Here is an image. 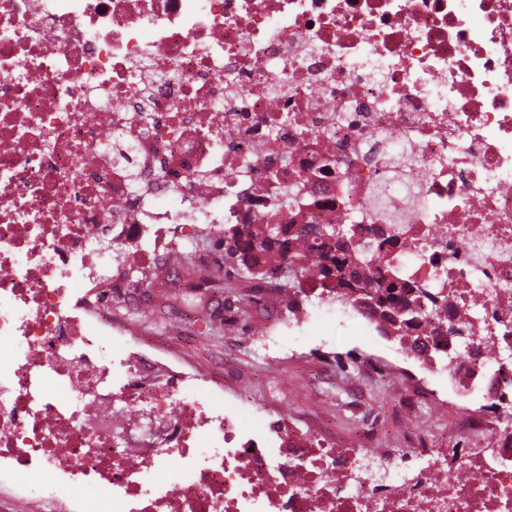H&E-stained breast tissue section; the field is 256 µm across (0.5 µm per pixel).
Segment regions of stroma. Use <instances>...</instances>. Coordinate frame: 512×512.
Wrapping results in <instances>:
<instances>
[{
  "label": "stroma",
  "mask_w": 512,
  "mask_h": 512,
  "mask_svg": "<svg viewBox=\"0 0 512 512\" xmlns=\"http://www.w3.org/2000/svg\"><path fill=\"white\" fill-rule=\"evenodd\" d=\"M247 284L237 277L172 294L145 288L142 309L118 301L112 313L149 341L152 358L181 361L216 380L232 381L248 406L315 414L321 429L337 441H354L366 417L374 422L370 446L377 451L402 448L412 425L436 444L455 431L452 409L439 400L448 389L447 377L433 381V396L412 398L398 344L364 335L339 313L318 314V298L302 299L293 310L278 297L267 298L265 312L292 313L300 324L276 347L267 343L273 330L265 313L226 319L224 312L232 307L229 289Z\"/></svg>",
  "instance_id": "obj_1"
}]
</instances>
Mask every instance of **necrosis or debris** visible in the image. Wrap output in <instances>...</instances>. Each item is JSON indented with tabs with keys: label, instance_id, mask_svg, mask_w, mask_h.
Returning a JSON list of instances; mask_svg holds the SVG:
<instances>
[{
	"label": "necrosis or debris",
	"instance_id": "obj_1",
	"mask_svg": "<svg viewBox=\"0 0 512 512\" xmlns=\"http://www.w3.org/2000/svg\"><path fill=\"white\" fill-rule=\"evenodd\" d=\"M172 197L176 206H164ZM346 224L512 349V0H0V479L37 512H512V359L450 375L399 464L144 356L130 267ZM488 442L494 454L475 450Z\"/></svg>",
	"mask_w": 512,
	"mask_h": 512
}]
</instances>
